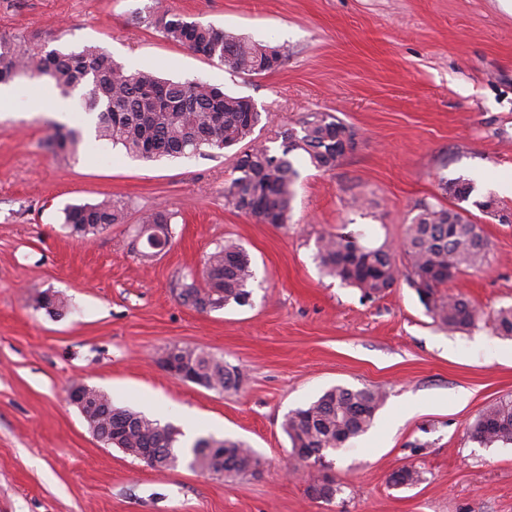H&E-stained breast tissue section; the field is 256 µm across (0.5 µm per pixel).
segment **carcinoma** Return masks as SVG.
<instances>
[{
	"label": "carcinoma",
	"instance_id": "cac0c4a2",
	"mask_svg": "<svg viewBox=\"0 0 512 512\" xmlns=\"http://www.w3.org/2000/svg\"><path fill=\"white\" fill-rule=\"evenodd\" d=\"M148 21L168 40L208 59H218L228 72L268 74L277 71L284 60L279 45L233 35L179 14L157 8ZM22 75L47 77L65 95L82 90L83 109L94 118V139L119 146L133 158H178L204 148L221 151L244 145L234 177L224 189V201L263 224L288 223L299 177L295 155H303L317 170L328 171L338 162V140H355L351 127L337 117L315 112L300 122V129L279 132L281 151L276 153L253 138L262 113L247 97L226 93L207 82L164 79L151 69L127 70L98 46L70 52L46 50L17 35L1 33L0 84ZM83 141L82 129L71 128L56 134L52 146L73 154ZM444 191L463 202L469 199L473 186L457 180L445 183ZM416 210L403 239L408 283L434 321L450 331L466 330L475 324L477 309L461 295L441 294L440 288L448 284V278L481 264L487 256L488 241L480 225L459 211L426 202L417 204ZM173 219L174 214L163 207L143 217L141 257H153L170 244ZM122 221L123 206L106 199L71 205L65 208L63 218L70 233L79 238ZM316 249L327 273L358 289L365 298L382 296L398 280L400 267L389 246L369 248L351 234L328 233L318 238ZM201 275L202 286L194 274L178 283L182 304L207 312L249 303L248 285L254 270L248 253L237 242L226 240L208 253ZM36 304L58 316L69 308L68 300L60 294L50 300L41 294ZM492 324L496 336L512 339V306L498 309ZM172 350L189 357V364L184 366L189 382L217 392L238 389L241 372L237 367L189 347L174 346ZM87 395L92 414L101 417L102 428L118 429L122 448H149L160 458H173L175 465L184 457L190 469L202 474L241 475L261 465L252 448L225 437L201 436L180 452L176 443L181 431L174 425L117 407L96 388H90ZM384 400V392L377 388L336 386L326 390L315 401L285 416L282 429L292 453L301 463L306 454L344 447L372 426ZM467 432L485 447L512 444V396L486 406Z\"/></svg>",
	"mask_w": 512,
	"mask_h": 512
}]
</instances>
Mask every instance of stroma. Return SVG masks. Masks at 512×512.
<instances>
[{
	"mask_svg": "<svg viewBox=\"0 0 512 512\" xmlns=\"http://www.w3.org/2000/svg\"><path fill=\"white\" fill-rule=\"evenodd\" d=\"M285 48L264 76L225 72L141 23L152 4ZM0 33L47 48L95 45L128 69L201 79L249 97L269 116L254 132L279 151L278 131L329 112L356 133L329 171L297 158L288 223L274 226L224 205L234 150L143 161L85 137L72 157L47 148L57 125H85L79 97L58 112L43 82L22 77L0 101V512H512V445L471 440L467 427L512 395V340L490 317L512 305V9L502 0H0ZM472 183L458 204L444 183ZM111 198L123 223L85 239L63 222L72 204ZM493 198L491 211L478 201ZM464 206L489 241L485 262L443 294H464L480 320L449 332L426 314L406 279L383 297L325 274V233L397 245L418 203ZM174 213L170 246L139 261L142 215ZM232 239L256 273L249 305L200 313L180 303L182 275ZM44 291L72 302L36 308ZM173 345L204 350L243 374L219 393L157 363ZM85 384L113 403L196 435L244 441L262 465L236 478L186 465L156 471L98 441L67 400ZM342 385L378 387L371 428L332 453L342 487L311 499L316 470L300 467L285 415ZM412 467L418 483L392 475Z\"/></svg>",
	"mask_w": 512,
	"mask_h": 512,
	"instance_id": "35a3bbf8",
	"label": "stroma"
}]
</instances>
